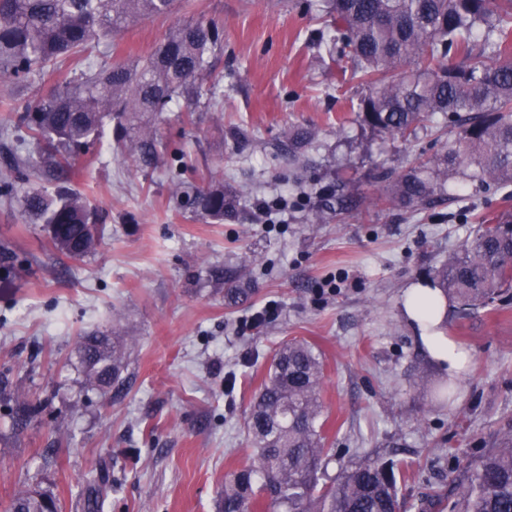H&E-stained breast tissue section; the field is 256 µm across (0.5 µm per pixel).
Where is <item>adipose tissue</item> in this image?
<instances>
[{
  "mask_svg": "<svg viewBox=\"0 0 512 512\" xmlns=\"http://www.w3.org/2000/svg\"><path fill=\"white\" fill-rule=\"evenodd\" d=\"M405 312L421 330L420 341L430 356L448 374L458 373L468 353L446 334L447 300L439 290L416 284L408 289Z\"/></svg>",
  "mask_w": 512,
  "mask_h": 512,
  "instance_id": "1",
  "label": "adipose tissue"
}]
</instances>
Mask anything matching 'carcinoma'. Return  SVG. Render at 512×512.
Segmentation results:
<instances>
[{
    "label": "carcinoma",
    "instance_id": "cac0c4a2",
    "mask_svg": "<svg viewBox=\"0 0 512 512\" xmlns=\"http://www.w3.org/2000/svg\"><path fill=\"white\" fill-rule=\"evenodd\" d=\"M175 0H0V77L26 82L64 58L92 53L99 40L141 17L173 12ZM330 43L342 53L367 93L359 125L380 135L417 138L436 115L448 117L456 135L431 157L379 175L376 202L408 211L448 198V181L478 189L512 187V0H325ZM223 42L218 25L202 18L170 29L146 57L109 67L87 64L81 77L49 96L16 108L15 127L50 150L44 165L55 195L32 191L25 211L51 227L67 257L97 249L99 236L86 203L70 192L73 161L115 121L129 154L158 155L161 142L146 118L184 99L188 111L216 104L203 82ZM191 205L216 219L228 208L224 191L199 188ZM480 227L448 260L435 267L431 286L455 300L466 316L512 288V216ZM78 353L86 383L103 392L119 382L127 350L118 337L88 336ZM323 362L305 342L275 351L246 423L255 462L224 481L217 512H397L398 461L369 457L321 479L329 448L322 434ZM12 425L26 424L34 408L19 388L0 386ZM418 505L430 512H512V435L503 436L479 462ZM0 512H59L55 495L40 487L17 491Z\"/></svg>",
    "mask_w": 512,
    "mask_h": 512
}]
</instances>
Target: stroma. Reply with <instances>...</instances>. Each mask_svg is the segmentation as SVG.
<instances>
[{
  "instance_id": "35a3bbf8",
  "label": "stroma",
  "mask_w": 512,
  "mask_h": 512,
  "mask_svg": "<svg viewBox=\"0 0 512 512\" xmlns=\"http://www.w3.org/2000/svg\"><path fill=\"white\" fill-rule=\"evenodd\" d=\"M321 0H178L165 17L132 22L96 66L148 55L192 18L215 21L217 107L184 122L183 100L152 117L166 156H127L106 129L75 162L71 191L101 229L93 254L69 258L23 197L54 186L36 174L0 193V244L19 262L0 272V380L25 388L39 413L15 431L0 410V503L20 488L56 495L60 512H216L225 478L252 463L250 405L276 348L303 340L324 363L328 475L379 452L404 462L406 512L448 485L454 463L478 462L512 433V298L447 334L470 353L446 373L424 350L403 301L474 231V215L512 213V196L452 186L458 199L410 212L372 205L381 168L432 155L434 130L404 143L362 130L364 91L321 40ZM66 60L24 84L0 80V176L43 148H18L14 105L79 78ZM311 132L288 151V135ZM187 191L223 188L233 211L216 221L184 205ZM357 201L337 213L333 185ZM272 203L261 218L257 201ZM243 296L231 299L228 287ZM129 345L120 388L88 387L76 347L92 332ZM451 380L454 397L434 395Z\"/></svg>"
}]
</instances>
